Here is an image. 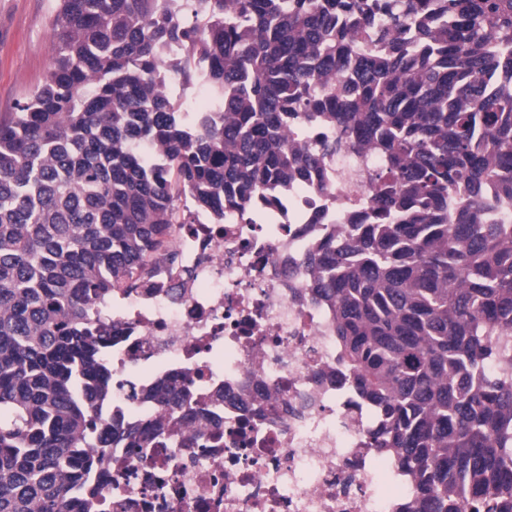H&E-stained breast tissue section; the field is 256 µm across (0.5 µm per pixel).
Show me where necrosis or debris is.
<instances>
[{
    "label": "necrosis or debris",
    "instance_id": "necrosis-or-debris-1",
    "mask_svg": "<svg viewBox=\"0 0 512 512\" xmlns=\"http://www.w3.org/2000/svg\"><path fill=\"white\" fill-rule=\"evenodd\" d=\"M379 164L343 148L323 163L326 191L292 180L250 221L176 225L175 263L113 293L101 310L112 414L161 420L163 433L137 455L107 448L103 512H402L413 500L407 472L369 447L376 418L341 381L331 317L308 298L307 253L351 233ZM170 379L188 389L194 425L159 403ZM381 474L394 495L379 496Z\"/></svg>",
    "mask_w": 512,
    "mask_h": 512
}]
</instances>
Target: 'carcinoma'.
<instances>
[{"label": "carcinoma", "mask_w": 512, "mask_h": 512, "mask_svg": "<svg viewBox=\"0 0 512 512\" xmlns=\"http://www.w3.org/2000/svg\"><path fill=\"white\" fill-rule=\"evenodd\" d=\"M43 82L0 123V512H99L96 452L160 423L101 420L99 307L174 260L173 225L246 219L381 157L363 222L317 244L313 301L375 412L407 512H512V0H60ZM206 82L194 111L167 85ZM337 140L306 152L288 123Z\"/></svg>", "instance_id": "carcinoma-1"}]
</instances>
